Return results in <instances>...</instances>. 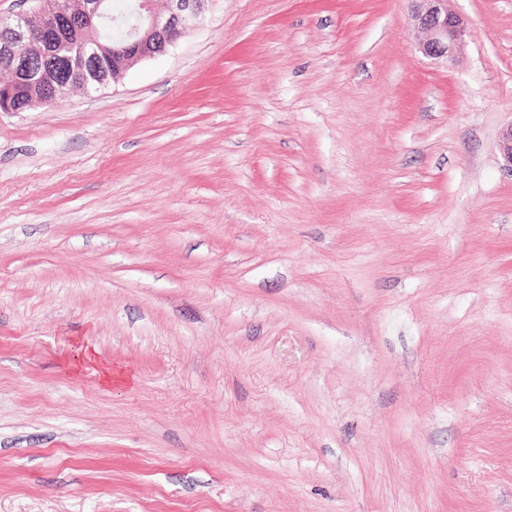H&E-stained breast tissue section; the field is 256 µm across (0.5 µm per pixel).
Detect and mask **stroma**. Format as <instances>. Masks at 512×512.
Here are the masks:
<instances>
[{
  "label": "stroma",
  "instance_id": "35a3bbf8",
  "mask_svg": "<svg viewBox=\"0 0 512 512\" xmlns=\"http://www.w3.org/2000/svg\"><path fill=\"white\" fill-rule=\"evenodd\" d=\"M415 8L0 112V512H512V0ZM420 2L413 18L415 25L428 35L420 45L430 58H448L467 33L464 19L448 11V0H414Z\"/></svg>",
  "mask_w": 512,
  "mask_h": 512
}]
</instances>
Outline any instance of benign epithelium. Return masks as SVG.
Returning a JSON list of instances; mask_svg holds the SVG:
<instances>
[{
    "mask_svg": "<svg viewBox=\"0 0 512 512\" xmlns=\"http://www.w3.org/2000/svg\"><path fill=\"white\" fill-rule=\"evenodd\" d=\"M30 12L13 18H0V62L8 65L17 82L40 89V105L62 99L71 83H85L88 77L104 82L100 74H87L79 67L72 80H57L46 72L32 68L34 57L48 47L67 43L68 29L80 22L95 25L124 24L127 35L109 45L94 40L86 49V58L104 70L121 71L133 63L161 54L186 31L189 23L204 12L210 0H135L132 13L126 18L110 15L107 0H79V10L70 8L68 0H33ZM414 14L418 28L428 35L420 45L430 58L448 57L467 33L464 19L448 11V0H418Z\"/></svg>",
    "mask_w": 512,
    "mask_h": 512,
    "instance_id": "1",
    "label": "benign epithelium"
}]
</instances>
